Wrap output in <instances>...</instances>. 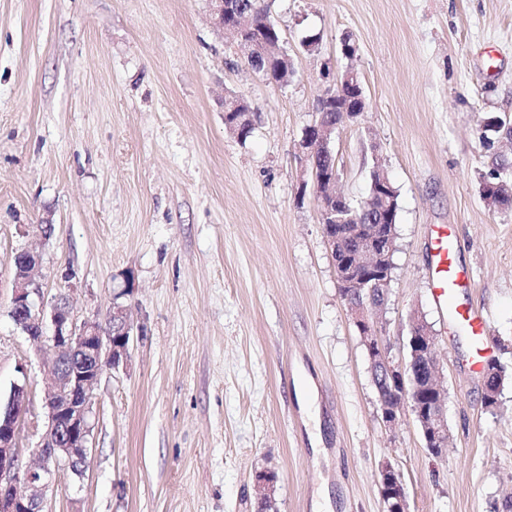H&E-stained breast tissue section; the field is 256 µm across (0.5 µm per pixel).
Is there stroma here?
<instances>
[{
  "instance_id": "35a3bbf8",
  "label": "stroma",
  "mask_w": 512,
  "mask_h": 512,
  "mask_svg": "<svg viewBox=\"0 0 512 512\" xmlns=\"http://www.w3.org/2000/svg\"><path fill=\"white\" fill-rule=\"evenodd\" d=\"M293 60L269 82L224 37L209 0H0V397L26 383L22 461L44 423L53 354L10 316L13 258L41 255L43 300L78 318L126 306L129 357L95 391L82 479L59 472L44 512H387L382 466L409 512H512V209L480 183L512 143V0H260ZM316 38L315 51L303 42ZM357 45L353 59L343 38ZM359 73L367 106L332 142L338 187L362 202L373 166L398 194L396 251L376 326L406 358L410 317L437 337L451 444L412 411L381 420L299 144L324 63ZM255 114L247 139L224 99ZM53 225L43 236L39 225ZM453 225L463 298L487 318L504 379L493 406L471 344L430 289L431 230ZM380 493L389 502L388 512H408L407 493L400 473L392 466L380 471Z\"/></svg>"
}]
</instances>
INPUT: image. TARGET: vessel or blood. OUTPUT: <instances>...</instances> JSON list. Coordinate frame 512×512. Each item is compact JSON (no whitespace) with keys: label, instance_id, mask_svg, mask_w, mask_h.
Here are the masks:
<instances>
[{"label":"vessel or blood","instance_id":"obj_1","mask_svg":"<svg viewBox=\"0 0 512 512\" xmlns=\"http://www.w3.org/2000/svg\"><path fill=\"white\" fill-rule=\"evenodd\" d=\"M456 239L450 226L436 227L431 240V289L436 302L447 309L452 322L467 329L475 350L472 371L482 365V351L488 343L486 321L481 312L461 301L459 294L470 286L472 275L456 261Z\"/></svg>","mask_w":512,"mask_h":512}]
</instances>
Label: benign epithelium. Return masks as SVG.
Returning <instances> with one entry per match:
<instances>
[{
	"instance_id": "1",
	"label": "benign epithelium",
	"mask_w": 512,
	"mask_h": 512,
	"mask_svg": "<svg viewBox=\"0 0 512 512\" xmlns=\"http://www.w3.org/2000/svg\"><path fill=\"white\" fill-rule=\"evenodd\" d=\"M211 5L220 29L245 60H253L259 52L265 61L262 72L279 84L289 81L294 73L292 59L268 17L249 21L244 11L230 0H211ZM347 89L355 90L358 104L354 110L342 113V121L353 122L363 112V87L358 72L350 67L329 83L318 99L315 119L301 142V153L311 171L321 221L332 219L338 224L360 226L369 210L377 218L383 217L388 181L379 179L371 196L357 208L336 191L339 171L332 164L331 142L338 124L326 119L325 113L344 98ZM225 124L242 138L254 126L253 113L244 112ZM392 252L391 233L377 234L367 245L345 252L346 261L336 265V271L342 292L346 293L344 300L367 348L372 374L385 373L393 380L389 393H378L383 421L395 425L404 407H410L428 451L434 454L446 448L449 439L437 337L425 321L412 315L410 359L396 363L374 327L373 312L380 307L374 289L390 282L387 264ZM40 267L39 253H15L10 315L37 351L50 350L54 360L62 357L64 364L53 368L52 382L44 394L47 422L32 449L38 460L36 465H22L16 446L26 411L27 387L13 385L7 400L0 401V512H44V494L56 471L67 468L77 478L83 477L95 390L105 370H116L127 361L133 333L126 308L117 302L112 303L105 324L95 318L77 320L68 297L62 294L55 296L48 306L36 303L34 297L41 296L37 280ZM426 374L430 381L422 386L419 379ZM380 493L389 502L388 512H408L402 477L389 465L380 471Z\"/></svg>"
}]
</instances>
